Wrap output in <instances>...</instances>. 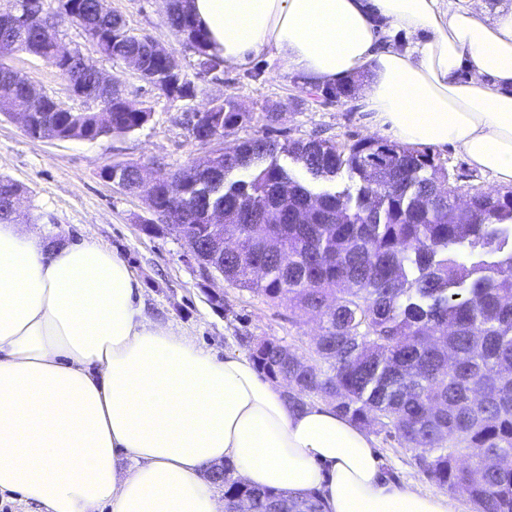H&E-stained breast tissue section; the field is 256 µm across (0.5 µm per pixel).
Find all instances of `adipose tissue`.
<instances>
[{"label":"adipose tissue","mask_w":512,"mask_h":512,"mask_svg":"<svg viewBox=\"0 0 512 512\" xmlns=\"http://www.w3.org/2000/svg\"><path fill=\"white\" fill-rule=\"evenodd\" d=\"M211 53L267 51L308 86L367 79L373 127L453 145L512 184V11L480 0H189ZM410 39L381 42L378 19ZM318 493L325 512H451L386 475L329 406L291 410L249 357L219 358L145 313L126 261L0 222V493L42 512H223L206 465Z\"/></svg>","instance_id":"obj_1"}]
</instances>
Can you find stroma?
<instances>
[{
	"label": "stroma",
	"mask_w": 512,
	"mask_h": 512,
	"mask_svg": "<svg viewBox=\"0 0 512 512\" xmlns=\"http://www.w3.org/2000/svg\"><path fill=\"white\" fill-rule=\"evenodd\" d=\"M108 6L136 34L148 36L178 56L195 95L189 100L167 98L124 61L102 55L78 25L61 23L60 43L112 75L123 96L147 109L150 117L131 133L88 141L34 139L17 121L0 114V178L23 188L21 223L40 225L54 243L88 239L118 253L143 289L147 315L172 324L216 356L246 353L249 337L307 346L314 324L294 322L288 304L272 305L225 281L204 279L184 237L159 224L143 194L106 181L101 170L121 163L143 166L151 173L175 172L213 158L234 141L257 136L282 144L314 136L354 143L370 136L373 128L361 102L365 73L353 77L352 95L337 101L325 99L322 88H307L300 73L285 70L265 52L245 65L222 66L202 74L195 49L170 29L164 0H108ZM5 61L70 111H96V104L73 95L67 79L43 60L15 52ZM227 98L249 112L250 122L209 141L196 139L190 123L192 111ZM272 108L278 112L273 123L266 119ZM433 154L451 181L463 189L495 188L491 173L470 165L458 149L437 147ZM147 222L155 223L153 233L142 231ZM215 292L223 293V305L213 304ZM366 432L391 475L420 492L446 495L453 512H476L466 494L443 493L428 480L412 452L400 448L393 434L376 426L367 427Z\"/></svg>",
	"instance_id": "35a3bbf8"
}]
</instances>
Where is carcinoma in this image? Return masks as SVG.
<instances>
[{
    "label": "carcinoma",
    "instance_id": "obj_1",
    "mask_svg": "<svg viewBox=\"0 0 512 512\" xmlns=\"http://www.w3.org/2000/svg\"><path fill=\"white\" fill-rule=\"evenodd\" d=\"M22 2L28 22L11 33L20 51L43 58L69 81L95 83L78 56L57 57L56 33L40 23L45 0ZM57 15L79 16L108 57L145 58L167 96H195L180 60L152 58L145 37L122 16L99 13L95 0H58ZM167 20L197 49L200 72L219 66L183 0L172 4ZM27 93V80L0 61V99ZM109 106L112 125L103 128L84 112L54 111L52 98L40 94V114L62 140L127 134L145 123V112L118 91ZM206 111L224 113V124L211 132L192 127L201 141L249 120L230 98ZM279 153L314 180L345 173L356 189L301 183L277 162ZM211 169L206 180L189 169L171 173L181 184L180 208L161 212V221L181 224L180 212L224 207V236L240 241V253L215 252L207 225L199 223L186 229L188 247L202 262L223 266L224 281L235 287L273 305L286 302L297 317L319 318L304 350L275 338L250 342L258 371L286 386L294 409L321 396L357 425L394 431L431 482L465 491L477 512H512V191H481L464 202L462 188L430 153L373 138L339 147L320 138L285 146L251 137L212 158ZM234 173L242 178L231 179ZM15 188L0 178V222L15 220L7 207ZM244 210L257 223L240 222ZM215 477L224 481V512H235L242 500L250 512L321 509L314 495L250 486L227 463Z\"/></svg>",
    "mask_w": 512,
    "mask_h": 512
}]
</instances>
